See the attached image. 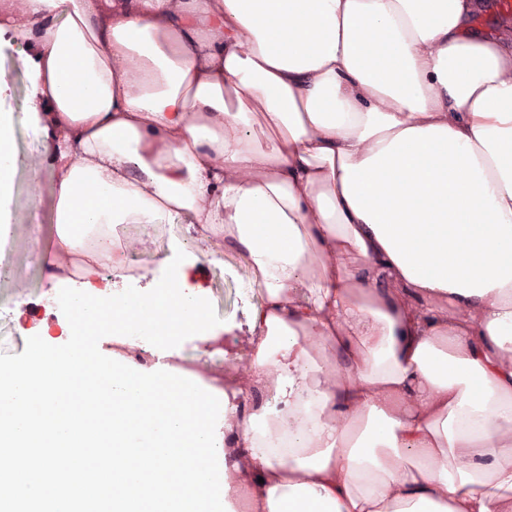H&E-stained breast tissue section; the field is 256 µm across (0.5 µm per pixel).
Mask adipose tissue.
Masks as SVG:
<instances>
[{
  "instance_id": "adipose-tissue-1",
  "label": "adipose tissue",
  "mask_w": 512,
  "mask_h": 512,
  "mask_svg": "<svg viewBox=\"0 0 512 512\" xmlns=\"http://www.w3.org/2000/svg\"><path fill=\"white\" fill-rule=\"evenodd\" d=\"M477 7L0 0L56 173L43 264L195 224L263 290L233 512H512V36Z\"/></svg>"
}]
</instances>
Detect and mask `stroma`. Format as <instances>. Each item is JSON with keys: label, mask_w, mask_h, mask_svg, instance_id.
Wrapping results in <instances>:
<instances>
[{"label": "stroma", "mask_w": 512, "mask_h": 512, "mask_svg": "<svg viewBox=\"0 0 512 512\" xmlns=\"http://www.w3.org/2000/svg\"><path fill=\"white\" fill-rule=\"evenodd\" d=\"M27 48L11 33L0 34V73L5 74L8 88L0 93V113L14 118L16 174L7 217L13 224L10 242L12 265L6 286H0V351L22 353L29 337L39 334L43 324H56L62 312L44 302L47 290L72 286L83 281L81 273H67L58 279L42 276L37 260L40 249L54 242L55 174L41 158L44 150L33 131L31 109L32 86L24 58ZM112 232L127 243L124 252H113L108 261L109 273L94 272L98 282H115L121 286L144 287L148 280L161 277L159 265L168 254L172 238H179L187 250H209L214 261L204 268V284L218 316L226 326L224 354L206 355L187 345L188 367L205 376L232 369L251 359L247 317L250 308L262 301L261 289H247L245 260L223 238H202L191 224H117ZM22 296L35 306V316L17 320L11 309L15 297Z\"/></svg>", "instance_id": "35a3bbf8"}]
</instances>
